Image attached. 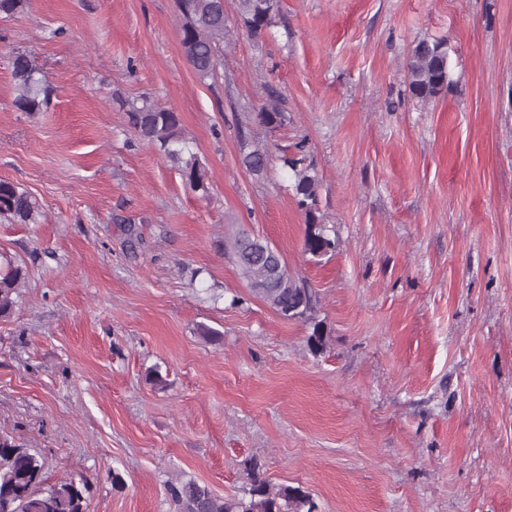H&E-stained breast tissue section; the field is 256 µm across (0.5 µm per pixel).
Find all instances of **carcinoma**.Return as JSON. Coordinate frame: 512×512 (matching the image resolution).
<instances>
[{"label": "carcinoma", "mask_w": 512, "mask_h": 512, "mask_svg": "<svg viewBox=\"0 0 512 512\" xmlns=\"http://www.w3.org/2000/svg\"><path fill=\"white\" fill-rule=\"evenodd\" d=\"M238 13L248 33L262 38L273 26L277 0H237ZM182 15L180 41L185 57L202 78L215 75L223 52L226 19L224 0H176ZM28 0H0V16L25 12ZM11 76L17 92L15 107L21 112H39L49 104L50 89L40 69L25 53L11 61ZM448 52L439 40L419 41L409 56L404 82L411 97L427 102L448 88ZM136 136L154 146L181 172L194 192H208L203 166L189 146L181 118L145 98L125 100ZM255 120L278 129L288 120L273 100L255 113ZM295 153L283 154V166L291 171L289 191L305 218L304 253L318 260L330 253L333 241L326 234L318 208L319 179L313 163L307 162L306 145L298 142ZM242 163L251 173L265 171L268 151L258 145L241 144ZM43 216L38 199L19 185L0 180V221L38 224ZM231 251L251 292L282 318L309 324L310 350L322 352L328 341L325 324L315 317L316 298L305 280L288 269L282 254L270 244L237 233ZM27 273L8 258L0 263V318L11 316L18 305L19 289ZM249 499L218 497L205 485L181 480L168 486L174 512H301L311 505L310 494L297 486L274 488L262 477L260 464L249 467ZM88 480L71 477L45 486L44 463L14 435L0 431V512H87Z\"/></svg>", "instance_id": "cac0c4a2"}]
</instances>
